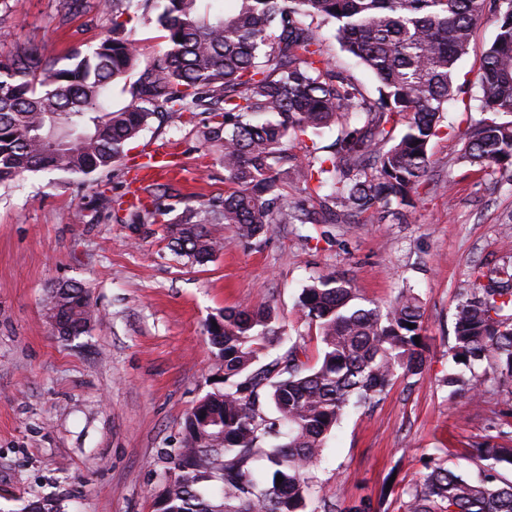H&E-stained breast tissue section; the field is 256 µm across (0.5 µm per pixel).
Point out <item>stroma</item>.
<instances>
[{
  "mask_svg": "<svg viewBox=\"0 0 512 512\" xmlns=\"http://www.w3.org/2000/svg\"><path fill=\"white\" fill-rule=\"evenodd\" d=\"M137 42L139 69L167 50L154 14L124 19ZM112 34L99 0L65 13L60 0H0V53L34 42L56 67L76 48ZM475 110L449 106L428 150L431 169L407 218L379 224H276L240 239L221 224L222 247L203 264L177 257L166 227L150 217L115 219L104 199L120 200L125 173L146 153L175 146L181 169L167 202L175 212L223 197L219 153L205 144V112L156 114L129 143L115 173L29 172L0 185V512L56 499L63 512H154L166 449L186 444L184 419L218 388L207 324L238 305L274 309L287 338L302 337L308 361L320 349L299 306L303 288L333 272L376 303L414 289L424 308L428 350L422 375L400 380L374 406L350 409L331 432L314 471L323 495L388 493V512L435 455L466 476L476 465L453 456L487 432L480 398L449 397L439 379L458 290L472 268L498 275L512 266V183L497 167L458 159ZM85 288L99 315L87 334L55 335L46 309L57 283Z\"/></svg>",
  "mask_w": 512,
  "mask_h": 512,
  "instance_id": "35a3bbf8",
  "label": "stroma"
}]
</instances>
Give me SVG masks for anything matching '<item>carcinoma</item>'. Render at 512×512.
Segmentation results:
<instances>
[{
  "mask_svg": "<svg viewBox=\"0 0 512 512\" xmlns=\"http://www.w3.org/2000/svg\"><path fill=\"white\" fill-rule=\"evenodd\" d=\"M227 2L217 12L211 0H101L112 9V37L74 51L67 68L48 64L34 43L15 45L0 58V185L49 168L110 173L155 113L202 110L223 118L203 137L220 151L234 190L174 218L151 194L159 183L142 188L147 204L118 203L131 217L155 213L177 256L210 259L219 247L214 224H234L251 240L274 224L380 221L391 208L420 201L429 142L448 103L468 86L458 62L488 17L497 34L475 85L480 111L491 117L463 133L459 159L497 164L512 181V121L497 120L512 115V0ZM133 6L161 9L156 22L168 49L135 83L130 104L112 111L106 92L138 63L135 40L118 21ZM327 25L341 50L376 77V93L324 49L320 29ZM331 126L339 134L330 149L313 141L288 164V137L301 141ZM282 178L300 187L303 200L279 192ZM314 199L318 212L306 207ZM482 277L473 270L460 289L448 349L454 369L441 379L452 395L481 394L497 377L512 378V273L486 284ZM299 304L320 341L312 366L301 360L298 340L274 364H260L283 335L269 307L226 309L208 325L224 388L185 417L186 445L167 452L155 512H387L385 492L316 498L312 468L351 399L372 404L398 380L424 372L422 302L404 289L383 307L367 306L331 272L303 289ZM49 310L65 314L71 336L87 333L93 321L89 295L75 284L52 289ZM465 453L477 477L431 458L402 490L401 512H512V481L502 475L512 468V437L502 429L476 437ZM257 457L266 458L270 474L253 472Z\"/></svg>",
  "mask_w": 512,
  "mask_h": 512,
  "instance_id": "carcinoma-1",
  "label": "carcinoma"
}]
</instances>
